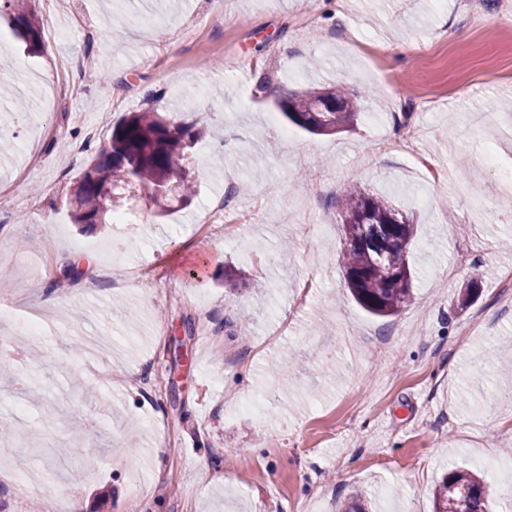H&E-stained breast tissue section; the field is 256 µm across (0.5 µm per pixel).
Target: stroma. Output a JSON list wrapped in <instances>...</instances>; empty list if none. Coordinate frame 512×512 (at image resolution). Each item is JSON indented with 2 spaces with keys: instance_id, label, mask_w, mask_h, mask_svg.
Instances as JSON below:
<instances>
[{
  "instance_id": "1",
  "label": "stroma",
  "mask_w": 512,
  "mask_h": 512,
  "mask_svg": "<svg viewBox=\"0 0 512 512\" xmlns=\"http://www.w3.org/2000/svg\"><path fill=\"white\" fill-rule=\"evenodd\" d=\"M27 53L0 22V411L35 427L0 446V512H432L454 469L512 485V0H23ZM73 73L75 99H53ZM356 96L353 127L314 135L274 101ZM27 103L14 111L15 99ZM204 113L168 213L136 185L127 228L80 232L67 198L125 113ZM411 119L405 146L394 129ZM245 225L218 249L200 218L226 186ZM389 196L417 226L413 303L378 318L340 264L339 199ZM94 257L93 270L60 255ZM479 294L457 299L468 283ZM60 289L40 305V287ZM39 313L38 355L26 317ZM39 385L43 400L22 402ZM264 399L261 411L243 405ZM40 489L19 494L16 476ZM7 20L14 35L26 44L30 52L37 53L41 50L40 25L33 15L25 12L24 16L19 17L15 11ZM36 38L39 40L38 42Z\"/></svg>"
}]
</instances>
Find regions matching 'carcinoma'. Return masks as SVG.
Returning <instances> with one entry per match:
<instances>
[{
	"mask_svg": "<svg viewBox=\"0 0 512 512\" xmlns=\"http://www.w3.org/2000/svg\"><path fill=\"white\" fill-rule=\"evenodd\" d=\"M8 23L29 51L41 50L40 25L33 15L14 14ZM321 99L322 89L310 88L287 94L278 107L288 122L311 133L335 132L353 122L358 107L345 93L335 94L332 109L311 111ZM206 135L217 137L219 132L202 113L190 122H176L151 107L123 116L112 128L109 146L98 150L73 188L69 198L73 223L88 230L110 223L112 210H103V205L134 183L142 185L150 198L171 190L183 176L188 150ZM189 187L187 180L180 183L184 205L192 195ZM341 221L342 265L354 298L375 316L398 315L411 302L408 254L414 224L388 199L358 187L347 190ZM492 492L477 474L451 471L434 490V512H488Z\"/></svg>",
	"mask_w": 512,
	"mask_h": 512,
	"instance_id": "carcinoma-1",
	"label": "carcinoma"
}]
</instances>
